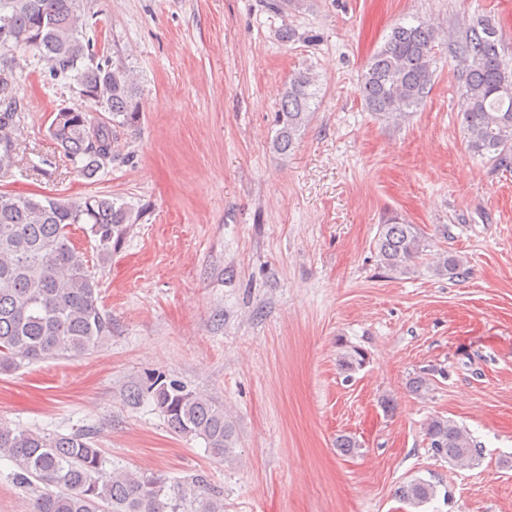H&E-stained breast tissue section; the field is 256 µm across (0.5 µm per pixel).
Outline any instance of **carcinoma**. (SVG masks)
Here are the masks:
<instances>
[{
	"mask_svg": "<svg viewBox=\"0 0 512 512\" xmlns=\"http://www.w3.org/2000/svg\"><path fill=\"white\" fill-rule=\"evenodd\" d=\"M434 25L397 24L375 52L362 77L367 111L402 119L426 97L436 58ZM498 27L485 18L466 28L458 42L465 62L458 97L468 147L499 165L512 163V66L503 59ZM36 50L53 78L76 84L90 108H57L48 132L63 155L87 178L115 160L112 143L139 119L133 73L83 36L82 0H0V177L19 163L24 103L15 91V54ZM317 94L309 72L295 74L280 94L274 146L287 153L306 126ZM132 223L123 206L100 195L79 201L45 195L20 196L0 190V372L23 362L80 357L99 350L112 336V319L99 306V282L84 252L73 244L71 227L96 242L98 261L112 260ZM433 240L396 216L379 225L375 249L381 267L406 275L433 256L439 276L461 275L462 261L432 254ZM366 355L353 347L339 366L360 369ZM436 369L409 382L424 396ZM169 430L201 438L210 454L224 459L231 431L224 409L196 392L156 378L146 388ZM424 432L433 455L456 467L473 464L475 449L456 421L434 415ZM0 457L16 467V483L33 492L28 512H185L184 497L166 492V480L132 472H103L101 451L87 433L45 435L0 424ZM397 494L415 508L431 501L437 485L413 478Z\"/></svg>",
	"mask_w": 512,
	"mask_h": 512,
	"instance_id": "obj_1",
	"label": "carcinoma"
}]
</instances>
